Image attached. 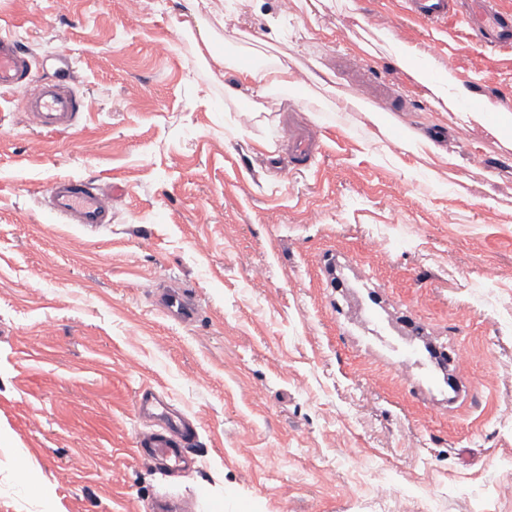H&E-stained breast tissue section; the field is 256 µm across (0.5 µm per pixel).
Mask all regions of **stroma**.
<instances>
[{
	"instance_id": "stroma-1",
	"label": "stroma",
	"mask_w": 512,
	"mask_h": 512,
	"mask_svg": "<svg viewBox=\"0 0 512 512\" xmlns=\"http://www.w3.org/2000/svg\"><path fill=\"white\" fill-rule=\"evenodd\" d=\"M359 2V19L323 0L194 9L221 54L226 28L262 40L282 17L275 54L304 78L328 68L382 132L279 93L260 115L225 98L172 23L178 0H0V28L34 59L66 54L87 105L48 133L25 89L0 92V512H150L163 495L206 512H512V150L449 126L357 43L374 27L417 42L473 99L510 105L512 46ZM293 126L321 142L303 166ZM409 131L438 152L401 154ZM60 177L118 188L111 224L53 216ZM174 284L191 323L156 304ZM431 345L469 356L445 368ZM144 388L195 421L191 466L138 454Z\"/></svg>"
}]
</instances>
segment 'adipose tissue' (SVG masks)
I'll list each match as a JSON object with an SVG mask.
<instances>
[{
  "label": "adipose tissue",
  "instance_id": "1",
  "mask_svg": "<svg viewBox=\"0 0 512 512\" xmlns=\"http://www.w3.org/2000/svg\"><path fill=\"white\" fill-rule=\"evenodd\" d=\"M198 53L207 59L214 79L234 75L236 82L225 85L224 92L234 95L237 86H244L252 98L265 100L273 92H296L302 83L300 76L284 62L272 64L255 62L240 64L233 56L216 53L208 34H201L196 41ZM383 49L405 74L413 88L424 91L432 107L447 116L449 123L478 124L502 140L512 139V110L499 101L483 98L478 105H471V94L465 80L458 71L426 60L422 49L416 43L383 38L380 46L362 45L364 53ZM314 90L306 100L308 109H315L322 103H330L337 112H362L378 129H385L386 120L373 105L348 96L339 90L333 80L314 77Z\"/></svg>",
  "mask_w": 512,
  "mask_h": 512
}]
</instances>
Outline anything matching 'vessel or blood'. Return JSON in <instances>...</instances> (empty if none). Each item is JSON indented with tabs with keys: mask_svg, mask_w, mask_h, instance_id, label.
Instances as JSON below:
<instances>
[{
	"mask_svg": "<svg viewBox=\"0 0 512 512\" xmlns=\"http://www.w3.org/2000/svg\"><path fill=\"white\" fill-rule=\"evenodd\" d=\"M452 0H409L412 14L421 20L440 23L448 18ZM466 31L475 45L490 48L512 43V13L496 8L492 0H470L465 12ZM60 75L39 83L27 95L23 110L31 122L47 132H64L76 127L85 103L64 72L67 62H60ZM34 62L24 53L11 32H0V90H14L28 84ZM46 204L67 224L95 229L112 220V195L78 178H60L52 182ZM166 312L189 322L195 319L187 292L180 287L166 290L162 296ZM159 402L152 390H145L137 402L139 413L158 411L161 428L142 431L138 444L144 456L155 461L179 464L191 448L193 425L159 412Z\"/></svg>",
	"mask_w": 512,
	"mask_h": 512,
	"instance_id": "obj_1",
	"label": "vessel or blood"
}]
</instances>
